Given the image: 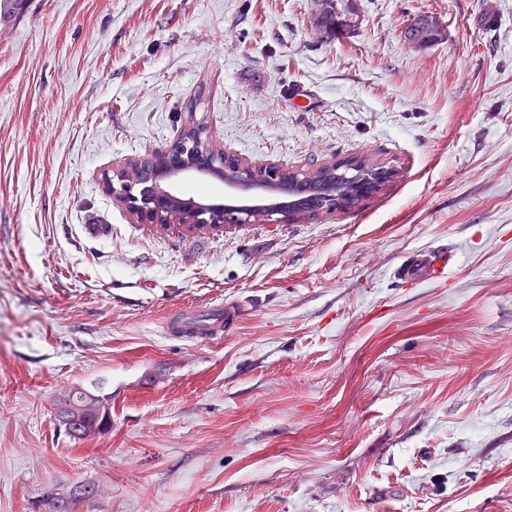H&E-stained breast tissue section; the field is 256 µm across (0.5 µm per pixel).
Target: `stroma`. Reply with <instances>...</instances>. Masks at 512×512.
Returning <instances> with one entry per match:
<instances>
[{
  "label": "stroma",
  "instance_id": "1",
  "mask_svg": "<svg viewBox=\"0 0 512 512\" xmlns=\"http://www.w3.org/2000/svg\"><path fill=\"white\" fill-rule=\"evenodd\" d=\"M28 0L0 20V512H512V0ZM439 19L416 48L405 28ZM305 98H297L298 89ZM217 149L395 178L354 207L191 240L104 172L190 109ZM105 224L108 236L87 235ZM447 246L444 283L397 280ZM237 301L220 340L163 333ZM112 427L70 439L74 389ZM336 1V8L332 9L323 21L325 33H337L338 31H347V26L351 30H356L360 25V16L357 11L351 7L349 1L333 0ZM337 11V12H336ZM343 14V18L341 14Z\"/></svg>",
  "mask_w": 512,
  "mask_h": 512
}]
</instances>
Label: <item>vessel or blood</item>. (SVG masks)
Returning <instances> with one entry per match:
<instances>
[{
    "label": "vessel or blood",
    "instance_id": "1",
    "mask_svg": "<svg viewBox=\"0 0 512 512\" xmlns=\"http://www.w3.org/2000/svg\"><path fill=\"white\" fill-rule=\"evenodd\" d=\"M449 258L446 251L413 253L405 256L395 267L396 279L409 281L446 279ZM244 307L237 302L208 307L192 306L169 314L164 332L171 338L218 339L243 317Z\"/></svg>",
    "mask_w": 512,
    "mask_h": 512
}]
</instances>
